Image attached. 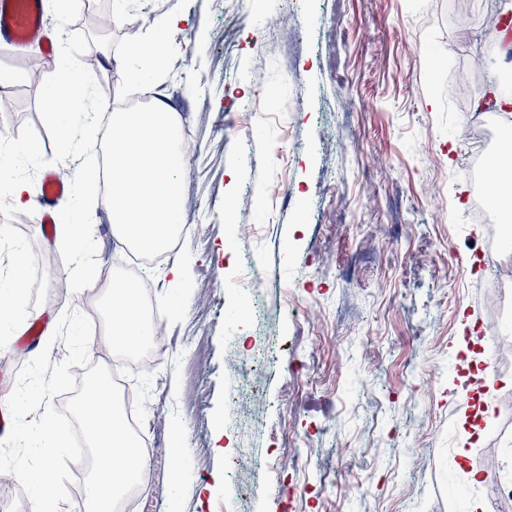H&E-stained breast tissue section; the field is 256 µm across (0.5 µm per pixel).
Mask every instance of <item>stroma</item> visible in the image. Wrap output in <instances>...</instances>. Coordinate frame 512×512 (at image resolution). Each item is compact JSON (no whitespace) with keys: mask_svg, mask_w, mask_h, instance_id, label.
<instances>
[{"mask_svg":"<svg viewBox=\"0 0 512 512\" xmlns=\"http://www.w3.org/2000/svg\"><path fill=\"white\" fill-rule=\"evenodd\" d=\"M130 0L101 24L112 0H82L69 31L85 32L80 60L111 108L130 85L126 52L154 41L161 17L178 14L184 36L171 47L164 92L182 118L184 238L172 289L164 270L147 275L157 301L182 302L158 328L165 361L140 378L157 443L145 466V512H457L448 495L458 461L478 470L482 512H502L493 489L512 469V287H485L473 264L483 225L468 221L460 115L499 87L485 14L473 5V33L458 49L460 25L448 0ZM56 58L14 59L0 127L31 124L45 157L48 131L37 111ZM466 78L471 98L452 100ZM256 110L240 134V102ZM283 148L281 159L268 151ZM235 180H228L227 171ZM446 205L448 218L434 213ZM27 253L23 309L58 301L91 303L104 319L108 288L85 299L68 287L57 240L45 239L32 209L0 198V225ZM237 224H255L232 263L222 248ZM265 268L264 318L238 323L231 310L247 265ZM502 324L493 395L472 399L453 369L461 329L472 317ZM240 352L272 348L252 372L239 415L228 407L232 376L225 336ZM203 341L208 359L191 389L185 348ZM491 418H482L484 410ZM223 452H215L214 438ZM256 465L243 485L225 470L243 444Z\"/></svg>","mask_w":512,"mask_h":512,"instance_id":"35a3bbf8","label":"stroma"}]
</instances>
